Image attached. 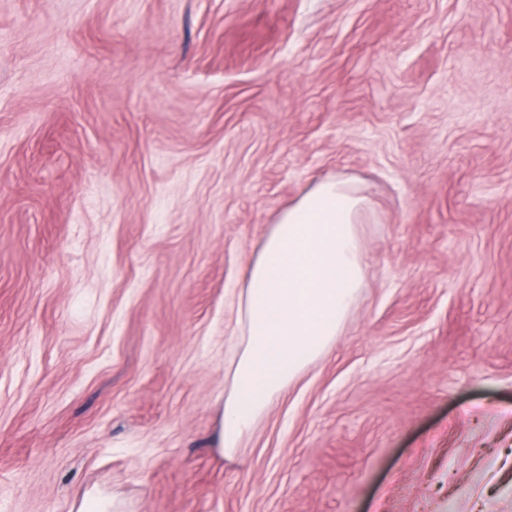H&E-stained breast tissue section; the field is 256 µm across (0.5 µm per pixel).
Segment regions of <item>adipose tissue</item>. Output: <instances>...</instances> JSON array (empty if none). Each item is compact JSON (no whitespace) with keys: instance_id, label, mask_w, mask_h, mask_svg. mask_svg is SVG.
<instances>
[{"instance_id":"ef3b65f1","label":"adipose tissue","mask_w":512,"mask_h":512,"mask_svg":"<svg viewBox=\"0 0 512 512\" xmlns=\"http://www.w3.org/2000/svg\"><path fill=\"white\" fill-rule=\"evenodd\" d=\"M367 205L354 182L328 179L271 225L240 297L248 340L224 402L222 450L239 447L273 397L342 330L363 283Z\"/></svg>"}]
</instances>
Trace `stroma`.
Listing matches in <instances>:
<instances>
[{
	"instance_id": "35a3bbf8",
	"label": "stroma",
	"mask_w": 512,
	"mask_h": 512,
	"mask_svg": "<svg viewBox=\"0 0 512 512\" xmlns=\"http://www.w3.org/2000/svg\"><path fill=\"white\" fill-rule=\"evenodd\" d=\"M345 325L233 454L239 298L316 181ZM512 512V0H0V512ZM71 512H131L118 494L107 493L100 489L86 492L79 502H74Z\"/></svg>"
}]
</instances>
